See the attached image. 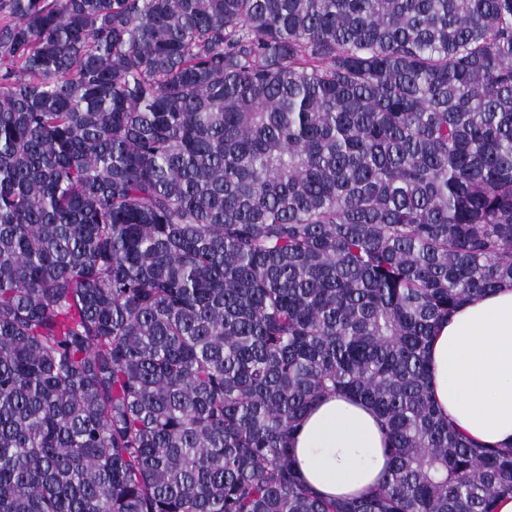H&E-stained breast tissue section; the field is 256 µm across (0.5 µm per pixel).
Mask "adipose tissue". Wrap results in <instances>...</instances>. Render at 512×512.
Instances as JSON below:
<instances>
[{"instance_id": "adipose-tissue-1", "label": "adipose tissue", "mask_w": 512, "mask_h": 512, "mask_svg": "<svg viewBox=\"0 0 512 512\" xmlns=\"http://www.w3.org/2000/svg\"><path fill=\"white\" fill-rule=\"evenodd\" d=\"M428 360L442 415L476 442L512 446V288L460 306L438 326ZM293 446L303 483L327 499L360 496L389 466L371 407L341 394L312 405Z\"/></svg>"}]
</instances>
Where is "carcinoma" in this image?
<instances>
[{
    "label": "carcinoma",
    "mask_w": 512,
    "mask_h": 512,
    "mask_svg": "<svg viewBox=\"0 0 512 512\" xmlns=\"http://www.w3.org/2000/svg\"><path fill=\"white\" fill-rule=\"evenodd\" d=\"M504 285L512 0H0V512H494L427 350ZM386 446L371 407L336 393L312 405L293 442L300 478L326 499L363 494L389 466Z\"/></svg>",
    "instance_id": "cac0c4a2"
}]
</instances>
